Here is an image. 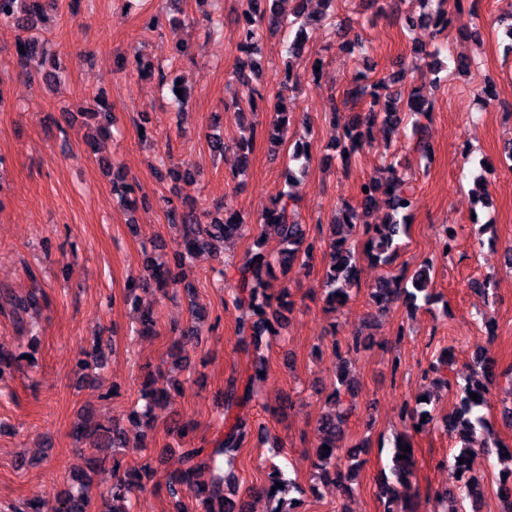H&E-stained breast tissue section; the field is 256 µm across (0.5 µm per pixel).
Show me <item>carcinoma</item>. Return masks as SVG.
I'll list each match as a JSON object with an SVG mask.
<instances>
[{"mask_svg":"<svg viewBox=\"0 0 512 512\" xmlns=\"http://www.w3.org/2000/svg\"><path fill=\"white\" fill-rule=\"evenodd\" d=\"M255 0H246V9L242 18L237 21L239 27V46L244 56L238 59L232 75L242 84H250L259 77V62L253 57L256 45L264 31L274 33L283 26H292L282 4L292 3V15L299 19L306 15L309 0H271L269 11L257 12L253 8ZM43 12V0H0V21L12 22L17 25L22 35L18 37L17 46L24 51L16 52V65L24 74L32 73V66L38 58L37 42L27 32L32 30ZM450 18L447 12L423 13L406 21L407 29L415 27L427 28L439 35L448 29ZM380 85H370L359 79L354 80L346 92L345 103L368 105L365 118L358 116L337 123V128L330 130L331 140L344 144L343 152L349 163L350 157L360 152L369 143V130L372 125L381 123L388 131L393 132L400 127L407 115L426 114L432 111V103L425 99L417 90H412L405 106H399L400 98L396 96L382 97ZM98 109L90 116L96 120L100 134L109 133L112 125V109L106 100L98 98ZM232 108L239 126V138L235 148L243 157H248L253 147L257 132L251 103L235 101ZM293 121V114L282 109L281 102L273 106L272 125L275 139L288 129ZM385 178L374 176L361 184L368 191L359 192L360 202L345 209L341 221L330 225V237L327 238L329 261L324 264L320 280V290L327 309L334 311L337 306L346 303L352 288L359 286L360 268L357 265L355 245L352 239H365L370 246L367 254L375 264L390 265L396 259L400 248L398 238L406 231V217L399 216V211L409 207L412 183L404 179L394 164L384 169ZM389 188L387 193L392 215L383 224H371V216L377 195L382 189ZM166 206L169 224L176 229L174 259L179 267L193 253L209 248L213 242H224L229 239L244 237L259 226L257 249L247 251L242 259L234 265L235 276L230 286L232 303L235 307L247 310V314L237 322L239 343L243 349L260 348L266 336L275 337L283 328L285 314L293 311L295 302L291 299L288 287H283L275 294L268 292L267 280L275 277V271L286 272L295 261H308L314 257L319 240L306 232L305 225L299 222L295 210L293 193L281 191L273 200L271 207L257 220L256 225L247 224L240 214L228 202L224 203V212L210 215L209 222L203 224L194 217L195 205L184 199L175 202L170 197H162ZM433 265L425 263L412 274L402 271L398 275L380 277L370 288L369 297L380 310L391 303L404 299L414 305L418 294L428 293ZM150 287L158 291L184 288L191 294L192 285L185 282L180 273L166 265L151 267L148 279L132 283L130 291H144ZM42 293L34 289L24 295L12 294L5 298L19 321L24 315L38 310ZM201 328L196 312H191L190 321L180 331L170 345V353L180 362H187L186 348L199 342ZM106 358L103 348L99 345L91 350L80 352L76 366L86 370L104 367ZM266 371L265 358L256 356L245 375H231L225 382L221 392L224 406V433L214 440V447L207 448L201 444L180 449V468L166 476L164 483L153 482V487L166 491L173 503L174 512H248L238 507L235 497L237 490L233 477L221 474L216 466L217 459L222 457L230 464L238 451L250 440L253 429L247 410L248 405L257 397V389L265 381L261 373ZM494 376V364L482 355H476V366L472 375L462 386V395L455 412L443 422L444 430L461 443L458 453L452 455L451 463L454 471L460 472L456 477L457 484L453 489L437 490L436 497L444 504L443 512H480L484 488L478 478L472 474L469 461L471 457L487 447H475L478 430L485 428L486 419L479 414V408L485 403L487 385ZM160 378L150 381L148 387L142 389L141 409L132 411L131 419L140 429L141 435L152 429L158 414H163L169 432L183 433L189 427L180 413L172 408V398L168 389L159 384ZM339 386L335 387L329 399L336 403L342 397H353L355 384L346 376L338 378ZM476 394L478 400L471 399ZM431 396L426 400L416 399L415 405L406 409L405 422L407 428L416 430L432 420L429 409ZM352 413L347 408L339 414L325 415L316 423L317 443L315 445L314 466L320 474L333 482H340L345 474H353L362 464L360 452L343 451L340 446L344 434V426ZM75 435L89 441L86 450L88 466L98 461L97 454L107 448L128 447V435L124 426L118 421L109 425L92 423L82 419L75 427ZM328 449H323V446ZM407 442L395 444L390 467L391 478L380 487V497L386 499L385 512H415L410 498L405 492L411 489V477L416 469L414 452L403 451ZM406 455L399 460L397 456ZM157 469L144 465L112 470V484L97 490L90 478L83 474L74 477L73 482L51 503L26 502L11 507L10 512H131V498L137 491L147 489ZM283 484L279 488L276 483ZM291 486L283 468L272 462L268 467L264 485L254 488L259 495L265 497L276 506L269 512H298V501L283 500L282 494Z\"/></svg>","mask_w":512,"mask_h":512,"instance_id":"1","label":"carcinoma"}]
</instances>
